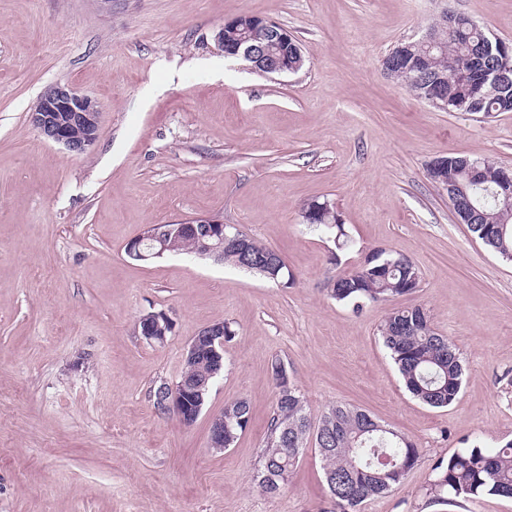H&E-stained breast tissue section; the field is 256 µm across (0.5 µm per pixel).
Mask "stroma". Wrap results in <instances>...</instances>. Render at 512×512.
Instances as JSON below:
<instances>
[{
	"label": "stroma",
	"mask_w": 512,
	"mask_h": 512,
	"mask_svg": "<svg viewBox=\"0 0 512 512\" xmlns=\"http://www.w3.org/2000/svg\"><path fill=\"white\" fill-rule=\"evenodd\" d=\"M452 9L512 43V0H0V512H324L318 450L284 488L253 477L275 406L272 359L288 363L311 422L342 403L423 450L402 486L360 512H512V499L426 493L454 452L512 439V263L456 223L427 176L439 156L512 168V112H446L382 69L399 43ZM241 14L271 19L305 48L301 71L262 76L217 35ZM101 109L83 154L45 142L28 115L49 86ZM333 205L348 243L304 224ZM212 216L279 251L281 286L209 260L137 262L149 224ZM410 259V295L331 299L329 277L374 250ZM425 308L459 351L458 399L413 397L379 337L394 309ZM174 321L146 341L139 318ZM228 322L224 371L193 425L155 404L186 347ZM243 399L251 420L217 452L209 422Z\"/></svg>",
	"instance_id": "35a3bbf8"
}]
</instances>
